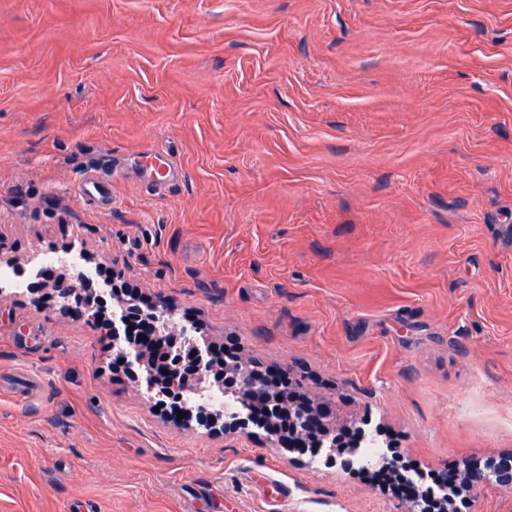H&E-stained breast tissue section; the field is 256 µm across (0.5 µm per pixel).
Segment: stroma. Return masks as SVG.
<instances>
[{
	"label": "stroma",
	"mask_w": 512,
	"mask_h": 512,
	"mask_svg": "<svg viewBox=\"0 0 512 512\" xmlns=\"http://www.w3.org/2000/svg\"><path fill=\"white\" fill-rule=\"evenodd\" d=\"M36 251L422 472L512 452V0H0V253ZM115 356L0 288V512H408Z\"/></svg>",
	"instance_id": "1"
}]
</instances>
